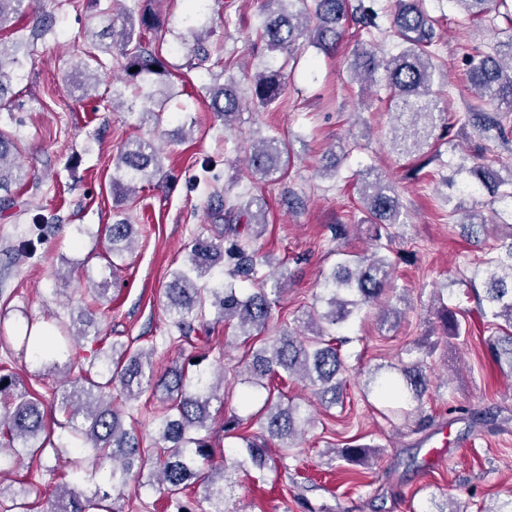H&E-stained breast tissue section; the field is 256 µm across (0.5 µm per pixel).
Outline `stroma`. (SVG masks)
<instances>
[{
  "label": "stroma",
  "mask_w": 512,
  "mask_h": 512,
  "mask_svg": "<svg viewBox=\"0 0 512 512\" xmlns=\"http://www.w3.org/2000/svg\"><path fill=\"white\" fill-rule=\"evenodd\" d=\"M85 0H36L38 11L54 14L55 31L38 41L28 58L23 79L15 84L19 108L0 112V128L19 139L21 162L32 178L15 188V205L0 210V313L5 314L6 338L0 342V362L11 364L30 391L51 404L59 377L46 373L32 349L23 345L27 326L52 328L93 309L95 327L109 341L131 348H156L160 366L179 362L224 371V410L213 413L210 442L215 453H232L234 439L225 437V415L234 413L242 428L254 433L250 418L262 399L243 405L248 390L238 370L248 349L234 328L215 325L209 340L179 347L163 345L169 329L164 288L171 270L186 260L185 247L199 235L214 232L207 211L213 187L233 185L235 192L264 197L268 227L258 244L273 264L286 265L290 278L273 308L270 330L296 328L314 301L321 272L337 261L329 225H351L344 251H370L356 175L372 167L402 187L404 214L391 259L394 281L404 289L398 322H380L376 314L356 319L346 330L342 353L347 387L338 404L324 408L312 402L315 422L289 456L270 447L275 470H232L224 483L228 512H432V497L450 495L464 512H492L512 498V373L500 370L487 349L474 343L443 342L437 318L440 289L454 298L464 291L461 270L493 247V237L471 244L460 234L466 212L481 211L492 218L487 196L465 199L451 212L443 198L448 189L441 178L450 174L459 156L475 152L480 142L468 126L454 125L450 135L435 143L434 160L415 180H406L409 159L395 153L385 138L391 117L385 90L363 91L347 62L358 42L381 52L397 42L384 16L385 0H375L380 29L362 39L345 38L338 55L313 46L301 47L285 67L286 88L272 109L246 103L233 129H225L207 108L205 71L182 69L183 50L177 39L190 13V0H164L159 12L168 21L148 39L162 60L175 65V97L161 125L142 121L139 112L104 109L112 78L121 72V58L112 55L108 75L98 93L80 99L73 80L84 60L89 39L84 36ZM439 21L436 52L443 72L441 95L450 97L451 111L466 112L476 100L465 79V55L491 51L506 28L494 22L470 20L453 0H426ZM260 0H209L206 17L211 59L231 62L242 92H249L251 75L260 57L251 53L257 41ZM149 137L163 149L167 175L140 188L124 213L143 233L132 253L119 260L112 274L103 275L100 258L108 242L75 238V225L94 228L112 223V160L134 137ZM279 137L293 149L284 176L271 181L252 178L243 164L252 143ZM341 145L345 155L335 175L318 172L329 146ZM295 192L303 208L289 210L284 196ZM35 248L9 259L23 240ZM103 285L104 293L94 292ZM435 345L429 359L430 384L424 412L434 423L426 431L415 421L384 417L385 404L364 395L363 385L376 367L400 366L407 349ZM492 418L473 425L472 412ZM446 433L451 448L439 464L426 461L428 442ZM363 444L377 451L368 465L351 466L337 460L336 451ZM82 455L62 448L25 459L10 478H28L41 488L39 508L47 512L59 482H72L74 463Z\"/></svg>",
  "instance_id": "stroma-1"
}]
</instances>
